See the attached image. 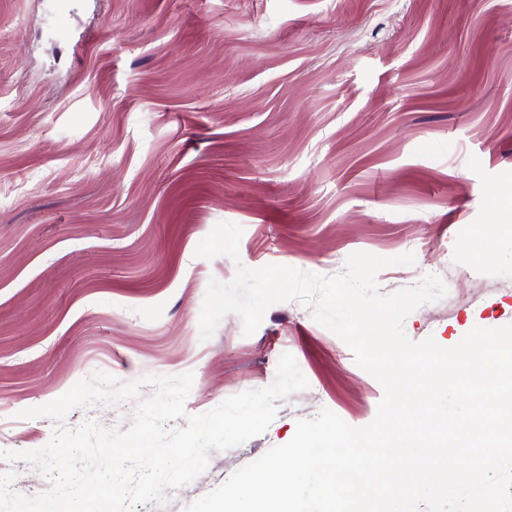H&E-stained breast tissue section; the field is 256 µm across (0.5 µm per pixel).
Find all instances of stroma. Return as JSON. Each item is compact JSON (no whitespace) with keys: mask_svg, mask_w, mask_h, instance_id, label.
I'll return each instance as SVG.
<instances>
[{"mask_svg":"<svg viewBox=\"0 0 512 512\" xmlns=\"http://www.w3.org/2000/svg\"><path fill=\"white\" fill-rule=\"evenodd\" d=\"M512 0H0V473L50 483L10 451L55 422L20 418L103 371L192 373L187 415L271 385L292 354L308 389L268 429L133 512H185L329 409L369 424L383 396L298 299L251 335L201 339L210 279L237 264L341 274L348 257L413 253L387 295L447 288L404 322L451 347L512 324ZM220 222L239 261L196 257ZM134 402L71 409L67 427L128 429Z\"/></svg>","mask_w":512,"mask_h":512,"instance_id":"obj_1","label":"stroma"}]
</instances>
